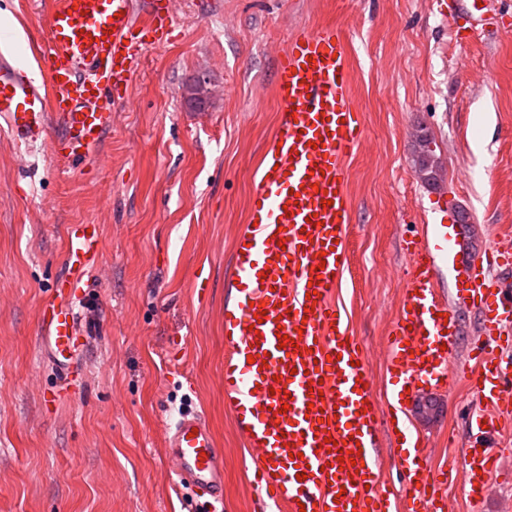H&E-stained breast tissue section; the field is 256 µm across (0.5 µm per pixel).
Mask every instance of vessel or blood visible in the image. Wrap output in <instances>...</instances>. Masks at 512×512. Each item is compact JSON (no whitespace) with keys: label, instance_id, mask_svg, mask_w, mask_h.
<instances>
[{"label":"vessel or blood","instance_id":"vessel-or-blood-1","mask_svg":"<svg viewBox=\"0 0 512 512\" xmlns=\"http://www.w3.org/2000/svg\"><path fill=\"white\" fill-rule=\"evenodd\" d=\"M449 24L465 20L472 32L505 31L478 0H453ZM177 0H55L47 36L37 53L43 77L0 49V127L18 145L60 135L57 156L76 163L94 154L112 126L98 109L125 99L142 63V49L167 42ZM351 71L338 29L322 26L293 36L280 57L275 96L279 130L249 199L248 222L235 242L234 303L224 310V398L233 406L249 445L265 451L255 484L288 512H390L377 489L376 432L397 433V449L414 490L410 512H446L437 496L439 472L428 468L407 414L420 387L448 380L459 324L455 302L482 314V338L470 355L481 369L471 383L488 408L470 412L477 442L464 454L465 487L484 498L487 477L499 466L500 411L512 412V290L490 270L512 264V242L485 255L464 251L459 224L433 225L430 239L410 240L412 264L405 308L389 339L391 411L375 403L360 346L347 336L333 302L347 260L349 224L344 160L361 139V119L350 96ZM99 225H70L65 276L40 315V332L60 376H67L87 333L72 290L96 265ZM444 244L455 272L454 300L435 288L436 246ZM177 480H192L195 495L218 512L224 501V457L205 417L181 414L167 427ZM352 460H340L341 449Z\"/></svg>","mask_w":512,"mask_h":512}]
</instances>
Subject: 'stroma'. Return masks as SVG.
Here are the masks:
<instances>
[{"instance_id":"35a3bbf8","label":"stroma","mask_w":512,"mask_h":512,"mask_svg":"<svg viewBox=\"0 0 512 512\" xmlns=\"http://www.w3.org/2000/svg\"><path fill=\"white\" fill-rule=\"evenodd\" d=\"M52 0H0V31L37 68ZM336 27L362 114L346 158L347 265L334 295L387 408L388 332L405 301V241L469 216L479 250L512 235V35L460 42L436 0H182L169 41L144 52L100 152L70 169L46 142L16 147L0 131V512H183L170 497L163 432L204 413L224 451V512H253L248 477L262 451L224 401V304L234 242L247 222L262 155L277 127L276 60L297 30ZM204 75V110L184 103ZM436 144L440 188L414 164L419 131ZM102 228L100 260L78 311L95 328L80 376L61 380L39 317L65 271L67 229ZM458 354L447 386L419 392L428 467L461 471L468 413L481 406L463 367L479 315L456 307ZM484 500L443 485L447 512H512V427ZM378 490L392 512L413 492L380 431Z\"/></svg>"}]
</instances>
